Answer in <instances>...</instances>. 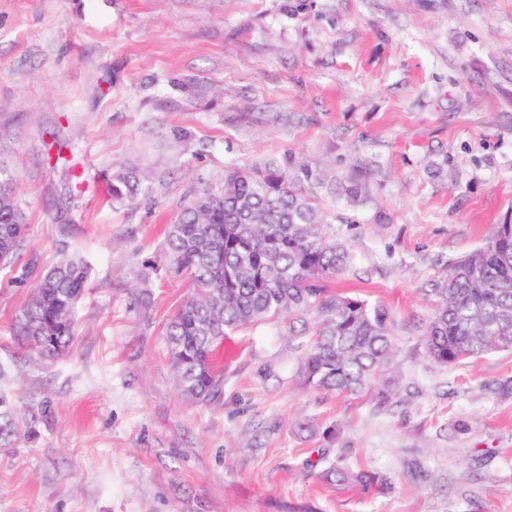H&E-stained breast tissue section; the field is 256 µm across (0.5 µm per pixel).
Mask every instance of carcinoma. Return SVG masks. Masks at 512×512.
I'll return each mask as SVG.
<instances>
[{
  "label": "carcinoma",
  "mask_w": 512,
  "mask_h": 512,
  "mask_svg": "<svg viewBox=\"0 0 512 512\" xmlns=\"http://www.w3.org/2000/svg\"><path fill=\"white\" fill-rule=\"evenodd\" d=\"M143 183L136 170L113 167L112 200L145 196ZM371 184L366 167L354 165L339 177L289 152L259 167L229 166L221 185L194 193L169 225L163 250L169 272L189 282L166 325L168 358L183 398L216 401L224 390V336L269 318H286L289 335L308 337L298 369L305 385L341 393L373 388L395 356L392 318L380 304L323 285L347 267L351 255L327 235L320 207L327 198L362 201ZM26 232L13 179L0 170V254L8 255L3 267L13 266ZM31 277L37 284L12 319L10 335L19 348L55 359L73 339L88 267L65 258L43 270L32 257L20 279ZM431 293L426 347L432 360L448 365L512 349V216L495 225L481 247L451 264ZM13 428L11 407L1 396L0 439ZM322 477L352 479L367 489L388 485L379 474L354 475L336 464Z\"/></svg>",
  "instance_id": "carcinoma-1"
}]
</instances>
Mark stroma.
<instances>
[{"instance_id":"stroma-1","label":"stroma","mask_w":512,"mask_h":512,"mask_svg":"<svg viewBox=\"0 0 512 512\" xmlns=\"http://www.w3.org/2000/svg\"><path fill=\"white\" fill-rule=\"evenodd\" d=\"M290 151L374 170L371 200L322 203L352 255L326 286L391 312L396 393L305 386L279 319L225 336L220 400L185 401L164 229ZM116 164L149 200L112 202ZM0 170L17 264L89 268L68 353L27 363L31 285L0 271V512H512V351L425 346L433 284L512 212V0H0ZM339 455L390 489L324 482ZM26 232L27 225L13 179L0 170V254L8 255V262L1 268L13 266Z\"/></svg>"}]
</instances>
